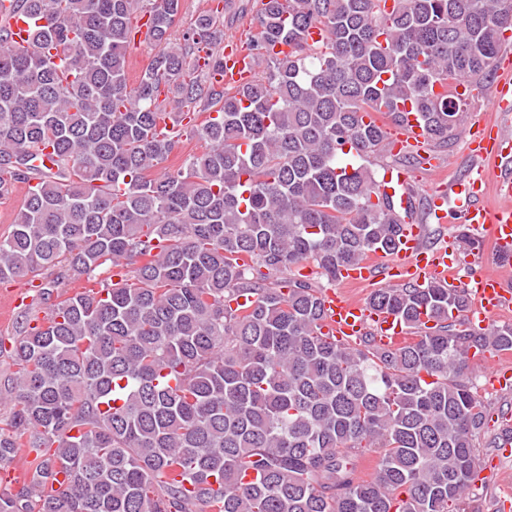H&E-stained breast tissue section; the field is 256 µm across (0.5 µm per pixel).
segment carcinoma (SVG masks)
<instances>
[{
  "label": "carcinoma",
  "mask_w": 512,
  "mask_h": 512,
  "mask_svg": "<svg viewBox=\"0 0 512 512\" xmlns=\"http://www.w3.org/2000/svg\"><path fill=\"white\" fill-rule=\"evenodd\" d=\"M146 2L0 0L41 21L25 51L0 28V200L27 185L0 283L41 280L0 379V464L23 452L33 479L1 488L0 512H468L488 416L472 358L511 351L512 324L470 327L462 288H376L367 303L414 337L339 344L298 270L334 284L398 252L395 201L345 155L386 150L371 111L453 141L444 82L490 74L512 0H259L266 72L234 90L212 82L213 13L171 41L182 0L151 2L154 54L130 81ZM197 107L217 116L184 124ZM192 139L204 151L167 167Z\"/></svg>",
  "instance_id": "cac0c4a2"
}]
</instances>
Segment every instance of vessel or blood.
<instances>
[{
    "instance_id": "b4317fda",
    "label": "vessel or blood",
    "mask_w": 512,
    "mask_h": 512,
    "mask_svg": "<svg viewBox=\"0 0 512 512\" xmlns=\"http://www.w3.org/2000/svg\"><path fill=\"white\" fill-rule=\"evenodd\" d=\"M0 26L10 34L13 48L27 47L31 19L23 13L7 12L0 15ZM255 74V60L250 52L239 47L236 39L224 41V73L217 76L219 87H236ZM512 108V74L503 73L498 81L490 109L505 112ZM469 152L481 159L482 165L461 181L451 183L448 189L437 190L431 197L429 215L434 223L448 221L449 206H456L465 223L484 229L496 256L512 255V171L502 169L490 175L489 166L495 165L505 150L512 148L501 126L482 121L466 128ZM425 132L415 116H408L397 132L387 139L393 152L422 148ZM495 183L499 201L487 205L484 201L488 183ZM383 189L398 196L401 208H408L406 177L401 170H387L382 177ZM458 256L454 245L435 248L424 244L423 229L412 217H405L401 228V248L397 255L375 253L369 258L341 270L339 288L328 289L323 297L326 318L323 334L344 342L357 341L359 336L374 335L382 347L394 348L409 341L407 328L392 313L370 307L346 291L350 285L376 284L392 286L406 281L423 285L433 280H444L449 285L465 288L470 306L466 318L472 325L484 328L491 324L506 306L512 305V291L505 286L506 278L500 271H483L476 277L461 281L457 278ZM484 387L500 390L512 385V370L490 361L482 366Z\"/></svg>"
}]
</instances>
